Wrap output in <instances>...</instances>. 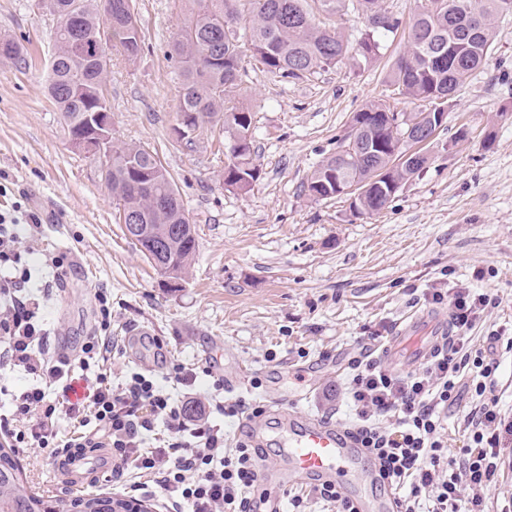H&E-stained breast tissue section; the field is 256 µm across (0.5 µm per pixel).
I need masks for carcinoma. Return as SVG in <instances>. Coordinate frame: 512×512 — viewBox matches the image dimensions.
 Masks as SVG:
<instances>
[{
    "mask_svg": "<svg viewBox=\"0 0 512 512\" xmlns=\"http://www.w3.org/2000/svg\"><path fill=\"white\" fill-rule=\"evenodd\" d=\"M44 0L58 17L54 52L48 67L47 93L72 135L86 125V115L103 93L108 71L99 67L92 39L112 27L107 48L118 47L135 59L142 50L138 22L132 20L134 0ZM192 7L172 44L180 64L183 88L177 115L192 118L194 127L208 123L227 138L224 186L247 190L258 174L254 162L252 106L239 99L242 56L252 52L266 70L282 81L301 80L351 57L366 63L379 53L383 36L399 26L385 0H317L327 17L338 18L353 8L365 16L367 29L357 42L345 41L338 25L315 20L308 0H191ZM509 0H424L409 30L407 48L396 58L390 83L400 94L424 103L418 114L444 112L472 72L486 64L500 34L498 21L509 14ZM386 102L373 101L353 116L351 131L340 139L335 154L322 160L303 185L315 200L339 196L336 184L366 187L356 204L357 215L383 210L395 196L390 183L403 188L420 177L431 153L393 165L402 128L390 122ZM105 182L112 198L140 224L151 225L161 245L168 277L179 279L196 253L195 225L178 188L157 154L135 143H112ZM0 512H56L33 492L11 448H0ZM66 512H149L148 506L110 495H78Z\"/></svg>",
    "mask_w": 512,
    "mask_h": 512,
    "instance_id": "obj_1",
    "label": "carcinoma"
}]
</instances>
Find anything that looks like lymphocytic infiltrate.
Masks as SVG:
<instances>
[{
	"mask_svg": "<svg viewBox=\"0 0 512 512\" xmlns=\"http://www.w3.org/2000/svg\"><path fill=\"white\" fill-rule=\"evenodd\" d=\"M42 219L0 212V370L31 376L32 383L12 395L0 416V435L18 448H47L52 455L70 448H107L116 465L113 481L128 473L138 477L134 490L160 487L175 512H248L258 487L257 448L249 437L224 448V428L209 414L188 416L184 403L164 394L149 376L133 373L112 384L105 374L89 405L83 408L52 397L68 392L75 369L103 366L112 357V309L100 299L98 332L86 337L77 358L51 356L48 331L40 321V300L70 273L58 256L46 258L42 288L32 289L29 269L21 267L23 233H37ZM429 304H448L453 338L439 348L419 372L394 374L371 354L352 358L346 396L355 419L348 431L388 478L399 512H417L428 499V512H487L481 491L491 483L501 462L503 413L496 394L500 363L498 344L512 350V337L490 331L486 344H471L470 331L494 304L490 295L470 287L432 288ZM469 374L475 405L467 414L466 443L457 459L448 456L442 411L457 399L461 374ZM77 425L71 438L58 437L57 423ZM164 426L159 444L149 432ZM470 498H463V489Z\"/></svg>",
	"mask_w": 512,
	"mask_h": 512,
	"instance_id": "lymphocytic-infiltrate-1",
	"label": "lymphocytic infiltrate"
}]
</instances>
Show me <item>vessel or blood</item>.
<instances>
[{"instance_id":"vessel-or-blood-1","label":"vessel or blood","mask_w":512,"mask_h":512,"mask_svg":"<svg viewBox=\"0 0 512 512\" xmlns=\"http://www.w3.org/2000/svg\"><path fill=\"white\" fill-rule=\"evenodd\" d=\"M446 318L440 314L413 315L403 320L383 346L382 361L393 371H412L429 359L449 338ZM297 398L283 394L271 400L277 415V448L265 456L259 486L268 492L259 502L260 512H283L282 493L301 481L311 486L332 484L347 491L356 512H397L388 479L341 427L296 411ZM113 467L108 450L94 457L85 453L65 456L60 469L73 487L86 483L87 475Z\"/></svg>"}]
</instances>
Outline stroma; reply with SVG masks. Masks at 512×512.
Listing matches in <instances>:
<instances>
[{"label":"stroma","mask_w":512,"mask_h":512,"mask_svg":"<svg viewBox=\"0 0 512 512\" xmlns=\"http://www.w3.org/2000/svg\"><path fill=\"white\" fill-rule=\"evenodd\" d=\"M135 3L143 50L132 62L111 54L107 101L115 140L156 152L194 219L198 248L179 288L166 287L126 236L96 163L69 145L46 92L57 17L33 0H0V35L22 39L28 50L25 64L0 65V209L36 210L43 222L36 249L71 265L41 311L52 350L80 355L96 329L101 292L118 344L113 383L140 372L175 398L207 392L205 377L191 388L170 381L136 343L148 334L169 362L220 377L238 373L223 399L263 403L273 387L287 386L300 392V411L344 427L350 359L371 333L395 334L403 318L428 310L426 289L463 285L496 297L474 343L512 329V15L449 107L429 167L385 209L359 216L347 197L315 200L302 185L335 154L366 103L419 110L388 82L418 0H386L400 26L367 64L347 58L288 83L246 57L260 176L244 192L225 188V157L209 126L194 132L193 146L173 138L182 78L169 50L186 0ZM18 457L38 494L72 498L42 449Z\"/></svg>","instance_id":"1"}]
</instances>
